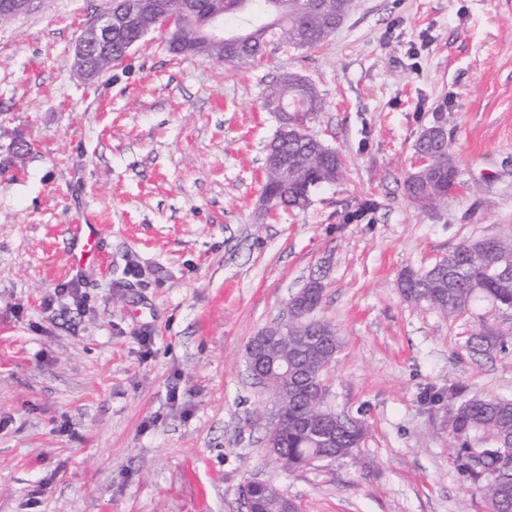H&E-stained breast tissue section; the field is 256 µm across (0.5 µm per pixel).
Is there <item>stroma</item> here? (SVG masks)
<instances>
[{
  "instance_id": "obj_1",
  "label": "stroma",
  "mask_w": 512,
  "mask_h": 512,
  "mask_svg": "<svg viewBox=\"0 0 512 512\" xmlns=\"http://www.w3.org/2000/svg\"><path fill=\"white\" fill-rule=\"evenodd\" d=\"M112 3L29 0L0 25V512H240L252 478L300 512H486L448 404L425 395L512 398V312L452 319L398 282L512 237V0H354L322 43L271 44L248 67L172 54L155 30L88 85L75 43ZM289 71L321 94L304 123L345 169L306 210L268 211L279 120L262 100ZM435 125L461 188L423 209L404 182ZM20 139L35 148L18 158ZM85 217L108 254L71 272ZM314 279L341 341L326 404L367 432L354 455L288 472L245 347ZM484 322L506 349L474 358Z\"/></svg>"
}]
</instances>
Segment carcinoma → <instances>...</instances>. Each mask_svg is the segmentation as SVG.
Instances as JSON below:
<instances>
[{
  "label": "carcinoma",
  "instance_id": "obj_1",
  "mask_svg": "<svg viewBox=\"0 0 512 512\" xmlns=\"http://www.w3.org/2000/svg\"><path fill=\"white\" fill-rule=\"evenodd\" d=\"M169 10L178 13L184 22L180 31L170 35L168 49L179 55H202L218 62L249 65L264 55L266 46L277 44L285 48L304 49L323 42L335 30L352 9V0H329L324 11L307 9L308 0H261L269 21L250 29V36L234 52L213 50L196 44L192 21L204 17L210 10L211 0H166ZM159 13L143 10L134 21L118 29L112 36V57L97 63L106 72L120 60L130 42H140L150 31L159 27ZM299 75L288 72L269 86L264 97V108L269 112H294L307 116L323 110V101L313 84L301 87L296 83ZM430 140L436 142L431 161L425 167L411 173L405 182L410 200L421 208L437 202V192L457 178L456 167L451 162L448 140L436 134V127L427 129ZM268 148L291 161L288 170L296 191L285 196L280 192L282 171L273 164L265 165L263 192L272 199V207L302 209L308 205L311 190L319 185L335 182L343 172V158L337 151L327 152L319 143L304 136L280 133ZM489 257L512 260V239L484 238ZM400 287L409 300H425L441 313L457 317L476 305H489L495 309H512V280L499 278L487 264L473 260L468 244L455 248L433 267L423 272L406 271L400 277ZM322 299V289L312 288L301 298H292L290 308H303L308 316L294 320L288 313V322L281 327L288 329V342L270 346L276 353L301 357L317 353L324 342L339 344L328 323L315 318V311ZM466 348L473 357L489 356L505 349V342L490 326L483 324L470 336ZM458 388L448 386V394L439 393L433 401L448 399L455 402L449 431L458 443L456 461L466 480L485 499L489 512H512V479L499 471L501 458L512 457V399L476 394L460 402L455 401ZM315 397L313 393H291L283 409L288 412V430L280 437L276 461L286 470L303 467V462L319 454L344 457L358 448L365 433L360 422L343 421L336 434V443L325 447L316 442L307 428L316 429L321 416L311 418L307 425L296 423L306 403ZM477 432L493 436L485 448L475 449L470 443ZM254 512H281L284 502L268 484L255 485L251 489ZM288 508L296 510L293 502Z\"/></svg>",
  "mask_w": 512,
  "mask_h": 512
}]
</instances>
